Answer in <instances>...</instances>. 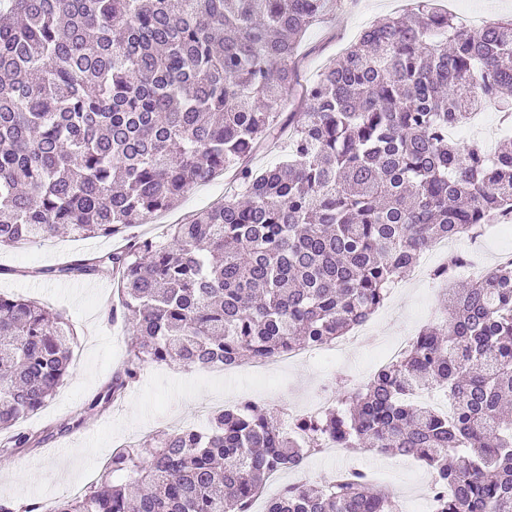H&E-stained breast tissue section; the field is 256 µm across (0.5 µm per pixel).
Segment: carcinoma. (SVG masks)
I'll list each match as a JSON object with an SVG mask.
<instances>
[{"mask_svg": "<svg viewBox=\"0 0 512 512\" xmlns=\"http://www.w3.org/2000/svg\"><path fill=\"white\" fill-rule=\"evenodd\" d=\"M337 0H0V248L66 229L112 238L233 172L240 192L103 257L50 268L106 273L127 359L89 408L106 409L145 362L205 371L273 361L346 335L386 300L423 247L512 221V145L448 137L492 104L512 126V17L468 31L439 0L366 28L282 115L308 28ZM288 136L275 165L255 155ZM447 316L336 404L283 425L243 401L204 431L119 449L80 496L22 512H250L276 471L325 439L422 461L434 512H512V263L457 286ZM71 325L0 293V444L64 384ZM427 389L451 412L409 399ZM267 512H400L360 470L289 485Z\"/></svg>", "mask_w": 512, "mask_h": 512, "instance_id": "cac0c4a2", "label": "carcinoma"}]
</instances>
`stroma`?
Returning <instances> with one entry per match:
<instances>
[{"label": "stroma", "mask_w": 512, "mask_h": 512, "mask_svg": "<svg viewBox=\"0 0 512 512\" xmlns=\"http://www.w3.org/2000/svg\"><path fill=\"white\" fill-rule=\"evenodd\" d=\"M413 0H338L328 19L314 24L301 46L297 84L288 94L287 115L302 116L301 89L313 83L332 59L338 58L375 21L395 16ZM455 14L480 29L512 15V0H456ZM228 175L191 188L177 209L160 214L152 223L131 228L136 237L163 235L166 225L179 223L191 212L209 207L224 196ZM115 238L57 236L20 249L0 250V293L24 295L64 313L74 330L72 362L65 383L37 414L20 421L18 430L44 436L40 446L0 451V500L22 506L70 496L72 487L88 489L97 482L113 452L148 439L158 430L194 425L196 410L211 401L214 410L250 398L277 409L302 412L321 387L339 379H364L373 371L376 350L407 333L419 332L445 314L442 296L432 280L410 277L380 311L371 342L352 346L344 359L329 365L276 363L267 381L239 371H196L164 363L145 364L139 380L106 411L90 409L91 400L112 380L127 357V327L111 322L103 305L114 289L108 276L60 279L46 269L110 252ZM355 466L373 481L400 492L403 512L418 507L430 477L417 459L374 450L355 455L317 453L310 456L296 481L316 484Z\"/></svg>", "instance_id": "obj_1"}]
</instances>
